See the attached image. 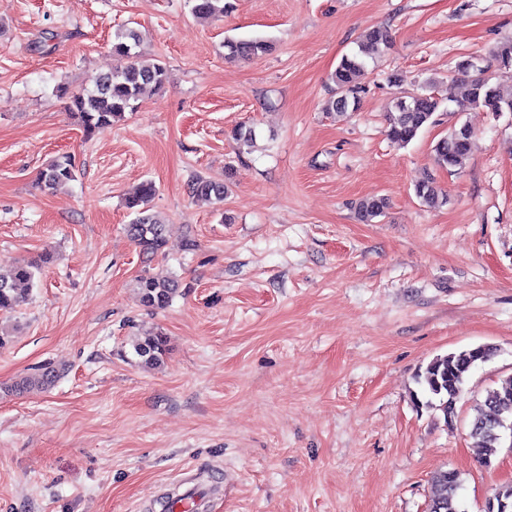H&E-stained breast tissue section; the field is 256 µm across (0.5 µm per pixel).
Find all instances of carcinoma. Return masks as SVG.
<instances>
[{
	"label": "carcinoma",
	"instance_id": "obj_1",
	"mask_svg": "<svg viewBox=\"0 0 512 512\" xmlns=\"http://www.w3.org/2000/svg\"><path fill=\"white\" fill-rule=\"evenodd\" d=\"M223 0H196L194 12L200 16L224 14ZM391 35L387 27L374 26L358 42V52L345 56L331 75L335 95L327 103V109L344 115L359 109V80L366 73L364 57L381 52L388 47ZM136 35L131 30L116 33L112 41V54L121 65L112 72L94 78L93 86L77 92L61 89L69 98V110L78 115L86 134L108 127L121 119L125 112H132L137 101L147 89L160 90L168 81L167 68L159 62L145 61L136 51ZM226 57L244 60L258 53L272 50V44L263 39H228L224 41ZM496 67L499 77L512 80V40L501 43L486 66L456 67L454 73L468 79L467 93L458 105L459 111L472 108L489 109L488 103L497 107V112H512V91L504 93L502 84L485 76L490 67ZM439 102L426 94L396 98L387 112L388 136L394 143L405 146L410 143L424 126L435 122ZM472 131L461 123L448 136L439 139L433 147L434 163L443 168L463 165L469 152ZM232 139L239 148L252 146L255 130L248 125L235 127ZM76 177L74 157L63 154L50 160L37 176L38 183L46 189H54ZM190 196L204 200L224 201L228 188L224 180L216 177L197 175L188 184ZM415 193L430 206L447 204V194L438 190L431 177H426L415 186ZM155 186L145 183L140 191L126 200V208L135 214L128 225L130 239L148 255H157L165 246V224L155 213L150 212V201ZM387 208L384 198H370L357 204L361 220L370 222L382 215ZM38 267L19 264L9 272H0V311L8 312L27 301L24 286L33 283ZM142 305L159 309L169 304L178 292L179 282L175 279H158L142 276L137 281ZM497 348L484 344L460 352H452L432 359L426 368L416 375L426 401L421 406L438 411L443 420L448 413L456 411V403L448 401L451 392L463 391L466 380L473 369L491 360ZM135 353L144 363L157 365L166 355V338L156 334L135 345ZM57 378V371L46 367L42 372L28 376L8 387L12 392H24L31 388H47ZM512 405V377L504 380L499 388L490 391L483 402L475 406L470 423L469 437L479 449V463L491 466L501 444V434L496 423L504 417V409ZM434 490L428 504V512H458L457 491L461 486L460 474L455 470H438L432 478Z\"/></svg>",
	"mask_w": 512,
	"mask_h": 512
}]
</instances>
